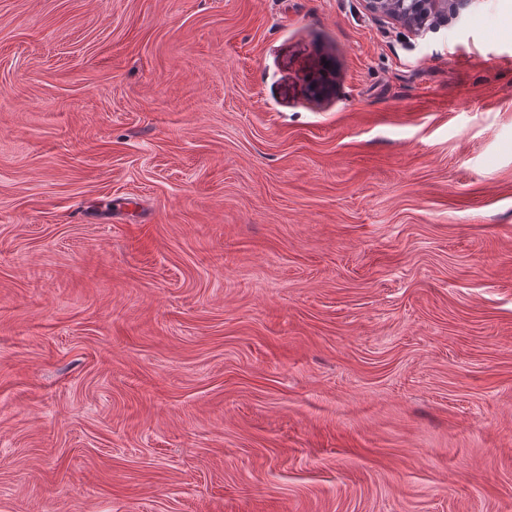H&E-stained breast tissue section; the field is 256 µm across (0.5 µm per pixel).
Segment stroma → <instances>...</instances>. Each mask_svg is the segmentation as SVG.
Returning a JSON list of instances; mask_svg holds the SVG:
<instances>
[{"mask_svg":"<svg viewBox=\"0 0 512 512\" xmlns=\"http://www.w3.org/2000/svg\"><path fill=\"white\" fill-rule=\"evenodd\" d=\"M0 512H512V0H0ZM368 12L380 19L406 24L413 31H420L425 24L440 19L448 20V13L456 12L465 0H363Z\"/></svg>","mask_w":512,"mask_h":512,"instance_id":"1","label":"stroma"}]
</instances>
